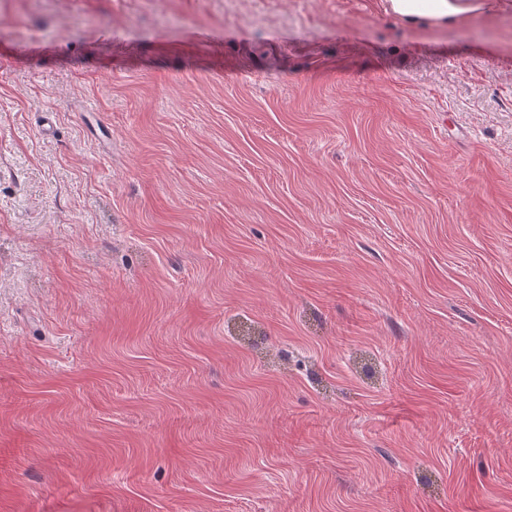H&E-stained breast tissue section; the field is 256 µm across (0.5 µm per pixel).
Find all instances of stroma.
Returning <instances> with one entry per match:
<instances>
[{
	"mask_svg": "<svg viewBox=\"0 0 512 512\" xmlns=\"http://www.w3.org/2000/svg\"><path fill=\"white\" fill-rule=\"evenodd\" d=\"M0 512H512V0H0ZM497 0H381L387 15L416 28H448L465 17L493 12Z\"/></svg>",
	"mask_w": 512,
	"mask_h": 512,
	"instance_id": "35a3bbf8",
	"label": "stroma"
}]
</instances>
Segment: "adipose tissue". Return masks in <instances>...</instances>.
I'll list each match as a JSON object with an SVG mask.
<instances>
[{"label":"adipose tissue","mask_w":512,"mask_h":512,"mask_svg":"<svg viewBox=\"0 0 512 512\" xmlns=\"http://www.w3.org/2000/svg\"><path fill=\"white\" fill-rule=\"evenodd\" d=\"M496 0H381L387 15L416 28H446L478 13H491Z\"/></svg>","instance_id":"ef3b65f1"}]
</instances>
